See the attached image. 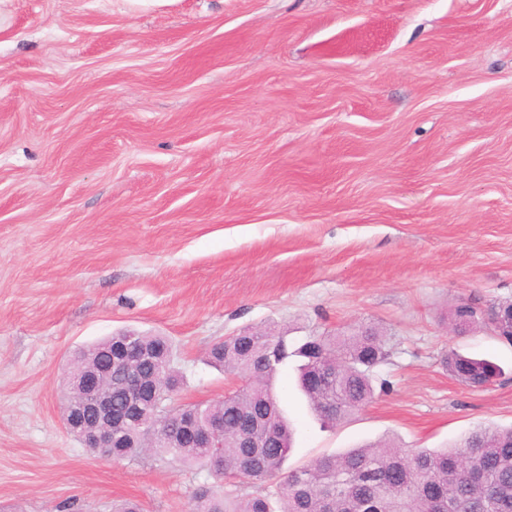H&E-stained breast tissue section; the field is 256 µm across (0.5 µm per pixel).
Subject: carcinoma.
I'll list each match as a JSON object with an SVG mask.
<instances>
[{"mask_svg":"<svg viewBox=\"0 0 512 512\" xmlns=\"http://www.w3.org/2000/svg\"><path fill=\"white\" fill-rule=\"evenodd\" d=\"M155 354L156 365L144 366L150 378L161 373L174 386L176 350L170 339L136 330L121 331L76 353L80 362L104 357L112 344ZM388 356L383 336L362 327L351 336H320L295 347L271 329H245L211 346L210 362L245 379V384L215 402L192 405L203 425L224 424L223 448H197L184 441L148 438L140 430L116 424L125 447L112 458L125 459L145 450L169 454L187 465H205L220 452L211 473L256 491L203 494L190 512H512V427L474 431L439 450L367 444L341 454H329L288 472L284 464L293 448L294 429L279 407L273 377L298 359V387L321 425L332 427L374 396V369ZM448 372L471 389L487 387L495 364L451 352ZM166 391L157 388L155 402L172 417L158 425L175 427L176 409L167 408ZM128 403L123 367L112 369V406Z\"/></svg>","mask_w":512,"mask_h":512,"instance_id":"obj_1","label":"carcinoma"}]
</instances>
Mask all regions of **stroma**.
I'll return each instance as SVG.
<instances>
[{"instance_id": "1", "label": "stroma", "mask_w": 512, "mask_h": 512, "mask_svg": "<svg viewBox=\"0 0 512 512\" xmlns=\"http://www.w3.org/2000/svg\"><path fill=\"white\" fill-rule=\"evenodd\" d=\"M512 0H0V512H189L227 491L65 427L72 353L178 348V405L240 378L209 348L378 327L385 391L321 427L280 371L294 468L512 425ZM502 368L471 390L450 350ZM116 343H124L131 350H145L153 352L156 360L155 366H143L141 373L150 378L154 375V369L160 370L161 379L168 386H174L179 383L180 376L176 370V350L174 345L167 336H161L152 333H143L136 330L121 331L115 336L106 340L94 343L86 348L81 349L75 355L81 361L86 359L99 357L103 360L104 351L111 345ZM74 357V359H75Z\"/></svg>"}]
</instances>
